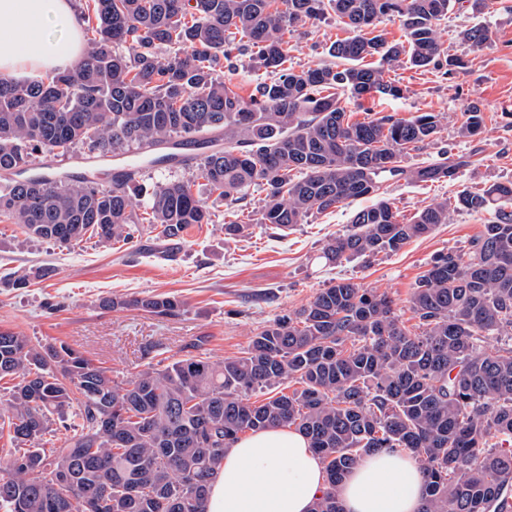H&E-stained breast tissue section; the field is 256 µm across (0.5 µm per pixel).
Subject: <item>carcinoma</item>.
I'll return each instance as SVG.
<instances>
[{
    "instance_id": "obj_1",
    "label": "carcinoma",
    "mask_w": 512,
    "mask_h": 512,
    "mask_svg": "<svg viewBox=\"0 0 512 512\" xmlns=\"http://www.w3.org/2000/svg\"><path fill=\"white\" fill-rule=\"evenodd\" d=\"M460 0H84L85 56L78 68L46 79L0 77V217L27 238L80 245L84 237L135 247L146 234L181 241L210 221L191 179L149 187L135 181L13 179L38 154L85 146L98 157L137 151L156 165L187 142L201 155L196 177L229 210L249 189L266 191L258 224L291 231L313 213L373 194L350 228L329 239L330 264L395 252L448 223L449 210L489 215L467 251L436 256L418 278L408 331L385 294L352 281L255 334L239 356H191L145 364L117 383L65 343L35 345L0 332V379L15 380L5 412L26 444L0 455V512H206L208 486L224 451L247 431L292 426L310 440L336 485L365 453L405 448L425 475V512H512V181L457 191L454 205L433 200L405 221L383 184L450 180L468 161L441 148L411 167L412 150L434 143L439 115H375L351 120L347 102L397 98L386 78L396 67L444 70L437 22ZM349 32L328 47L334 65L288 66V34L325 12ZM397 19L405 40L374 29ZM240 35V42L229 39ZM480 48L489 30L459 32ZM128 44L127 56L118 47ZM181 53L164 60L161 46ZM247 52L253 69L273 74L245 97L217 71ZM376 59L378 66L362 61ZM477 105L463 137L482 132ZM146 199L144 214L134 197ZM160 317L180 314L174 297L121 302ZM293 379L291 393L278 390ZM264 391L252 402L248 395ZM63 444L47 456L55 422ZM206 433L205 445L198 434ZM312 512H341L336 494Z\"/></svg>"
}]
</instances>
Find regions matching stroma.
<instances>
[{
    "mask_svg": "<svg viewBox=\"0 0 512 512\" xmlns=\"http://www.w3.org/2000/svg\"><path fill=\"white\" fill-rule=\"evenodd\" d=\"M477 23L492 34L490 44L480 50L457 38L460 30ZM437 34L448 54L464 61L453 77L399 67L390 76L404 88L402 98L368 97L350 106L360 118L375 112L400 117L439 114L436 143L411 152L408 164L432 161L438 146L446 143L455 154L473 155V164L461 168L452 181L387 182L388 198L407 219L430 200L452 199L462 187L479 189L512 180V0H489L479 14L463 0L439 21ZM346 35L335 15L308 21L288 36L289 65L302 69L328 63L326 46ZM475 102L484 112V128L476 136H460L464 114ZM193 191L209 205L210 223L191 227L182 242L164 245L154 236L143 237L134 253L94 237L74 249L28 241L18 225L0 220V331L26 336L35 344L67 343L111 370L119 381L144 368L145 349L152 343L161 359L193 356L192 344L199 338L210 360L237 356L275 318L343 280L389 296L412 331L417 321L408 298L418 277L437 254L463 249L485 221L479 214L454 211L449 223L396 252L336 265L322 258V246L348 229L351 212L362 207V200L313 214L285 234L257 223L265 192L255 186L248 192L243 217L249 233L231 240L224 236V207L214 203L204 180L196 179ZM39 268L46 269V276L26 288L13 287L14 277ZM152 294L181 301L180 314L162 318L101 305L105 298Z\"/></svg>",
    "mask_w": 512,
    "mask_h": 512,
    "instance_id": "35a3bbf8",
    "label": "stroma"
}]
</instances>
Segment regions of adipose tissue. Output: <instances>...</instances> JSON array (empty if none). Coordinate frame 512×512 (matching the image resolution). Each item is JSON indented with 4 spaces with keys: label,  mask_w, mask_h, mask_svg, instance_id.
Instances as JSON below:
<instances>
[{
    "label": "adipose tissue",
    "mask_w": 512,
    "mask_h": 512,
    "mask_svg": "<svg viewBox=\"0 0 512 512\" xmlns=\"http://www.w3.org/2000/svg\"><path fill=\"white\" fill-rule=\"evenodd\" d=\"M85 52L72 0H0V75L43 78ZM329 487L319 457L293 429L241 437L224 452L206 512H311ZM343 512H423L425 476L402 449L364 456L334 487Z\"/></svg>",
    "instance_id": "adipose-tissue-1"
}]
</instances>
